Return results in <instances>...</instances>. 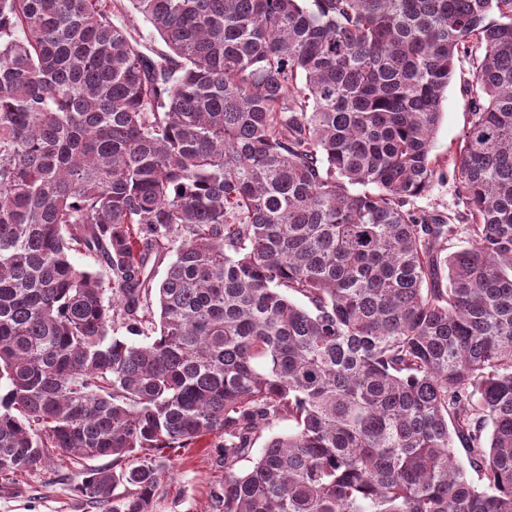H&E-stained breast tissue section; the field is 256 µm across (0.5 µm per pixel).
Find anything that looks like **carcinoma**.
I'll list each match as a JSON object with an SVG mask.
<instances>
[{"mask_svg":"<svg viewBox=\"0 0 512 512\" xmlns=\"http://www.w3.org/2000/svg\"><path fill=\"white\" fill-rule=\"evenodd\" d=\"M206 435L221 512H512V0H0V491L110 457L77 491L152 512ZM126 22L129 27L134 30L136 38L141 44L140 49L142 51L149 53L147 49L161 47L160 39L153 26L144 21L139 15L135 13H128ZM471 67L467 62L457 63L442 103V116L436 128L432 155L448 157L454 151L463 130L469 125L472 112ZM417 210L424 212L438 211L447 216L452 224H467V210L455 192V184L451 175L437 178L428 192L414 203Z\"/></svg>","mask_w":512,"mask_h":512,"instance_id":"1","label":"carcinoma"}]
</instances>
